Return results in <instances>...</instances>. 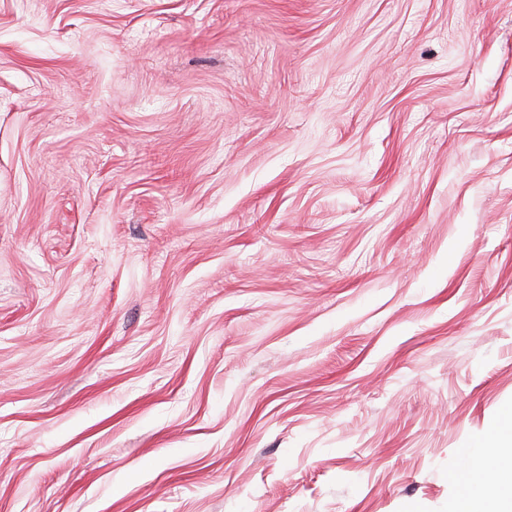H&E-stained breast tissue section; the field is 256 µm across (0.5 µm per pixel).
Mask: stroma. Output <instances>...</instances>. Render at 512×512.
<instances>
[{
	"instance_id": "1",
	"label": "stroma",
	"mask_w": 512,
	"mask_h": 512,
	"mask_svg": "<svg viewBox=\"0 0 512 512\" xmlns=\"http://www.w3.org/2000/svg\"><path fill=\"white\" fill-rule=\"evenodd\" d=\"M511 411L512 0H0V512H448Z\"/></svg>"
}]
</instances>
